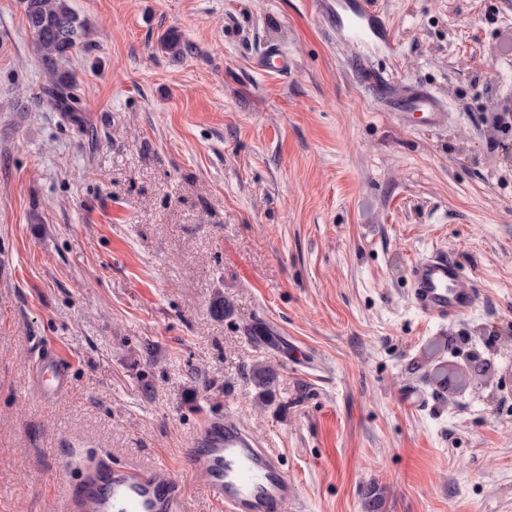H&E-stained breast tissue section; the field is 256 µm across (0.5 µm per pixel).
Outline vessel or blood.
I'll list each match as a JSON object with an SVG mask.
<instances>
[{
    "label": "vessel or blood",
    "instance_id": "b4317fda",
    "mask_svg": "<svg viewBox=\"0 0 512 512\" xmlns=\"http://www.w3.org/2000/svg\"><path fill=\"white\" fill-rule=\"evenodd\" d=\"M346 20L355 38L374 37L387 43L394 39L374 0H349ZM361 78L378 94L392 96L391 110L420 113L433 127L447 124L443 103L429 91L413 87L396 97L389 81L375 72L362 70ZM409 298L420 315L444 323L472 310L476 290L456 259L434 252L412 262ZM72 364V358L57 348L39 346L29 383L46 399L68 393ZM181 456L184 475H197L206 495L223 512H291L298 498L281 455L232 414L205 416ZM61 512H191V507L182 477L100 457L82 469L78 481L67 485Z\"/></svg>",
    "mask_w": 512,
    "mask_h": 512
}]
</instances>
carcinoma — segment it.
Here are the masks:
<instances>
[{"label":"carcinoma","mask_w":512,"mask_h":512,"mask_svg":"<svg viewBox=\"0 0 512 512\" xmlns=\"http://www.w3.org/2000/svg\"><path fill=\"white\" fill-rule=\"evenodd\" d=\"M28 28L34 36V48L46 77L44 88L46 103L66 112L78 111L76 75L70 62L77 51L89 47L85 41L87 25L69 6L68 0H21ZM167 52L181 56L188 45L174 31L162 42ZM252 378L263 394H268L276 382L277 374L267 366H257Z\"/></svg>","instance_id":"carcinoma-1"}]
</instances>
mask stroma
I'll list each match as a JSON object with an SVG mask.
<instances>
[{
	"mask_svg": "<svg viewBox=\"0 0 512 512\" xmlns=\"http://www.w3.org/2000/svg\"><path fill=\"white\" fill-rule=\"evenodd\" d=\"M69 4L92 42L75 113L38 102L0 0V512H59L104 454L180 473L227 409L281 453L292 512H512V0H378L390 47L336 0ZM271 45L286 74L260 70ZM362 64L447 125L388 111ZM435 249L477 293L443 324L408 296ZM39 345L74 359L51 402ZM390 108L404 114L420 112L422 120L432 127H442L448 123V113L443 103L435 95L419 87L406 90L391 102Z\"/></svg>",
	"mask_w": 512,
	"mask_h": 512,
	"instance_id": "1",
	"label": "stroma"
}]
</instances>
